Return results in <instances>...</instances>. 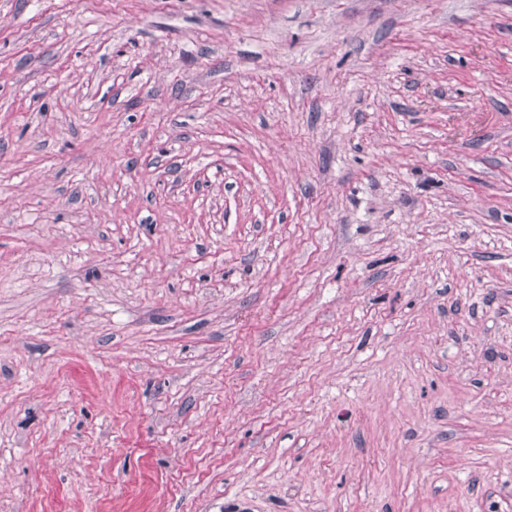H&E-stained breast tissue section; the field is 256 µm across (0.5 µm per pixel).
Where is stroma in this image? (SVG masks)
I'll return each mask as SVG.
<instances>
[{"instance_id": "stroma-1", "label": "stroma", "mask_w": 512, "mask_h": 512, "mask_svg": "<svg viewBox=\"0 0 512 512\" xmlns=\"http://www.w3.org/2000/svg\"><path fill=\"white\" fill-rule=\"evenodd\" d=\"M0 512H512V0H0Z\"/></svg>"}]
</instances>
